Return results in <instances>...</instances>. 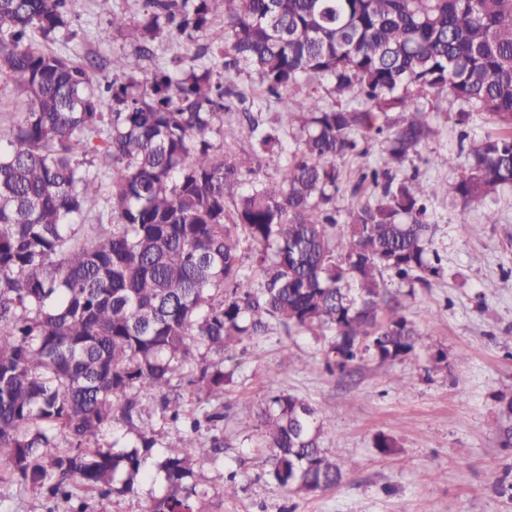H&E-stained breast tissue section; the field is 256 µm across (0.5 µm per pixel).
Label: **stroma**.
I'll list each match as a JSON object with an SVG mask.
<instances>
[{
  "instance_id": "obj_1",
  "label": "stroma",
  "mask_w": 512,
  "mask_h": 512,
  "mask_svg": "<svg viewBox=\"0 0 512 512\" xmlns=\"http://www.w3.org/2000/svg\"><path fill=\"white\" fill-rule=\"evenodd\" d=\"M132 20L142 0H74V40L55 51L74 61L97 58L99 77H118L114 62L130 52L121 37L102 42L99 30L113 14ZM457 103L440 99L428 114L436 135L412 163L423 185L455 184L460 168L449 154L460 148ZM497 221L464 211L455 194L431 199L427 221L443 274L430 287L391 285L403 311L422 334L414 354L396 362L373 357L342 371L325 369V339L273 328L238 347V367L225 387L228 416L224 454L197 471L199 512H512V446L500 431V397H512V188L493 194ZM276 392L309 402L323 420L320 441L342 469L341 483L315 494L284 493L268 475L249 428ZM388 437L392 454L376 441ZM245 477L236 498L222 496L224 478ZM164 483L140 484L131 494L83 496L86 512H146ZM5 512H64L31 487L0 486Z\"/></svg>"
}]
</instances>
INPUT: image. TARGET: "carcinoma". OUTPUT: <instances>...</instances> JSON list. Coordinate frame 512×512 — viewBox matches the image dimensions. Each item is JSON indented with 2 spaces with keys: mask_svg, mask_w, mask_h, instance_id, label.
<instances>
[{
  "mask_svg": "<svg viewBox=\"0 0 512 512\" xmlns=\"http://www.w3.org/2000/svg\"><path fill=\"white\" fill-rule=\"evenodd\" d=\"M71 2L0 0V74L20 90L16 109L0 107V464L66 503L132 493L161 447L137 393L160 392V419L187 433L155 460L166 486L147 512H195L189 478L224 452L223 438L198 434L224 420V360L238 345L275 326L327 331L332 373L419 344L384 281L428 286L442 270L422 216L448 187L403 171L435 135L415 96L451 97L461 126L476 112L493 119L494 133L461 134L468 167L454 192L496 223L487 200L512 186V0H221L224 36L203 45L215 0H143L141 21L114 14L99 32L133 45L112 82L96 60L49 47L76 36ZM163 40L196 50L139 78ZM244 71L292 130L273 180L244 178L224 155V112L246 101L232 75ZM326 84L347 102L324 104ZM237 119L260 159L278 137L259 112ZM373 142L381 164L351 193L368 181L374 199L340 224L336 161ZM183 386L197 394L191 413ZM259 420L278 485L340 483L314 407L280 393ZM113 423L133 437L103 448Z\"/></svg>",
  "mask_w": 512,
  "mask_h": 512,
  "instance_id": "1",
  "label": "carcinoma"
}]
</instances>
